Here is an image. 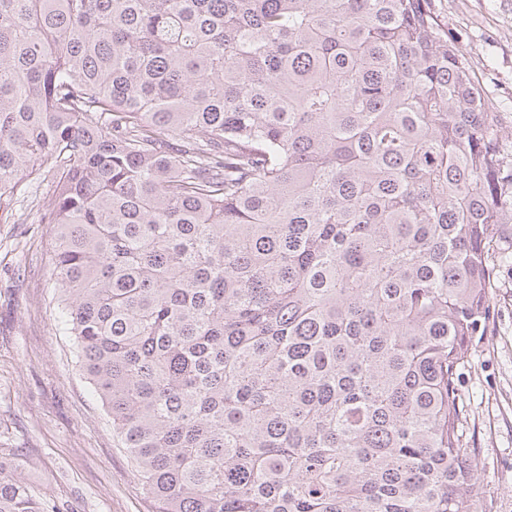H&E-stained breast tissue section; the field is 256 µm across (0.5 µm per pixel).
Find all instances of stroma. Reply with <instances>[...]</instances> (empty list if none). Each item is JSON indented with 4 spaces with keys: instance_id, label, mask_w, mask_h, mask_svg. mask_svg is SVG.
<instances>
[{
    "instance_id": "1",
    "label": "stroma",
    "mask_w": 512,
    "mask_h": 512,
    "mask_svg": "<svg viewBox=\"0 0 512 512\" xmlns=\"http://www.w3.org/2000/svg\"><path fill=\"white\" fill-rule=\"evenodd\" d=\"M448 40L468 58L512 153V0H431ZM49 181H26L0 217V448L15 449L34 491L59 512H153L112 422L57 325L52 227L41 223ZM488 264L490 317L468 347L460 430L477 451L476 491L512 512V223Z\"/></svg>"
}]
</instances>
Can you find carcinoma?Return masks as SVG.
Returning <instances> with one entry per match:
<instances>
[{
    "instance_id": "cac0c4a2",
    "label": "carcinoma",
    "mask_w": 512,
    "mask_h": 512,
    "mask_svg": "<svg viewBox=\"0 0 512 512\" xmlns=\"http://www.w3.org/2000/svg\"><path fill=\"white\" fill-rule=\"evenodd\" d=\"M156 512H478L459 378L512 159L430 0H0V211ZM0 512H49L0 448Z\"/></svg>"
}]
</instances>
